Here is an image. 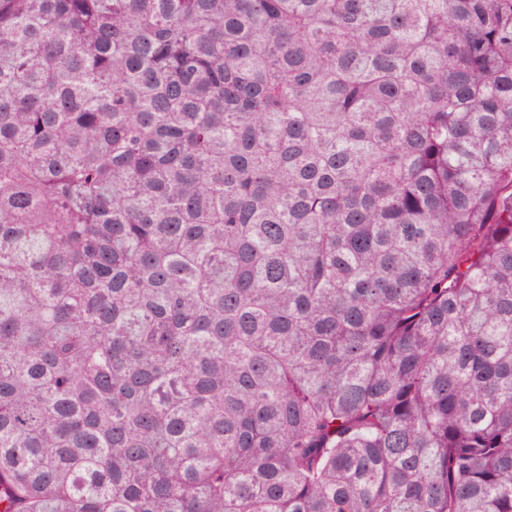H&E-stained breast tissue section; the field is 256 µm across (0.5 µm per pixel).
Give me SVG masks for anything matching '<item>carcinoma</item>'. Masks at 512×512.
Instances as JSON below:
<instances>
[{"label":"carcinoma","instance_id":"obj_1","mask_svg":"<svg viewBox=\"0 0 512 512\" xmlns=\"http://www.w3.org/2000/svg\"><path fill=\"white\" fill-rule=\"evenodd\" d=\"M0 512H512V0H0Z\"/></svg>","mask_w":512,"mask_h":512}]
</instances>
